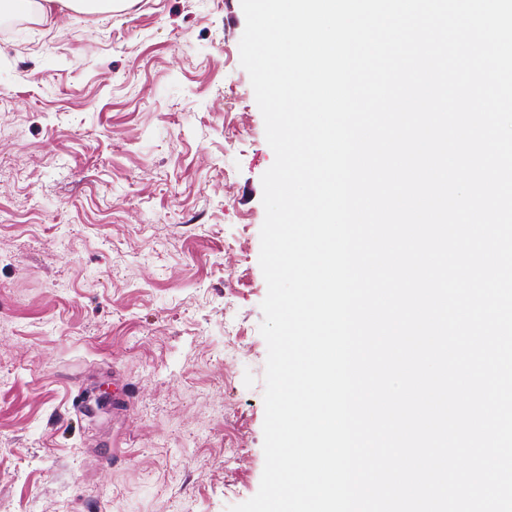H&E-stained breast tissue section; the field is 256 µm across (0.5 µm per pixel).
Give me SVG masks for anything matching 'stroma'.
Wrapping results in <instances>:
<instances>
[{
    "label": "stroma",
    "mask_w": 512,
    "mask_h": 512,
    "mask_svg": "<svg viewBox=\"0 0 512 512\" xmlns=\"http://www.w3.org/2000/svg\"><path fill=\"white\" fill-rule=\"evenodd\" d=\"M0 43V512H228L264 467L274 161L241 0ZM121 409L74 411L99 386Z\"/></svg>",
    "instance_id": "1"
}]
</instances>
